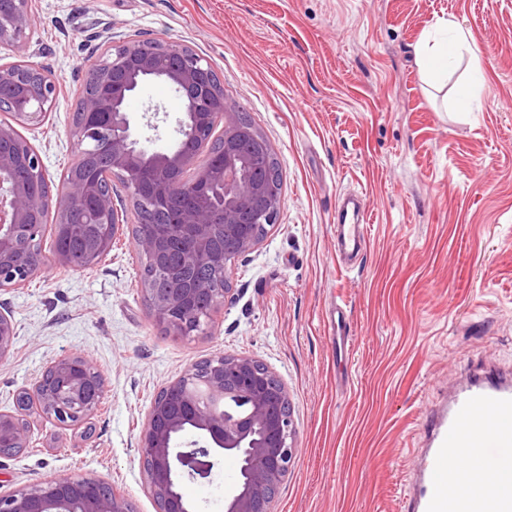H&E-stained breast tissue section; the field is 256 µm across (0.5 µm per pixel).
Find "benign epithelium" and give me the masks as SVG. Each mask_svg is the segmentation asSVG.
<instances>
[{"label": "benign epithelium", "instance_id": "1", "mask_svg": "<svg viewBox=\"0 0 512 512\" xmlns=\"http://www.w3.org/2000/svg\"><path fill=\"white\" fill-rule=\"evenodd\" d=\"M32 16L28 0H0V42L26 53ZM150 81L170 85L180 104L178 142L150 152L127 110L128 100ZM59 79L24 58L0 64V109L19 124L37 125L53 108ZM224 125L215 137L217 125ZM247 134L236 113L224 111V84L193 50L162 40L130 39L109 45L86 71L70 135L78 160L64 180L51 182L39 151L11 124H0V290L22 288L48 264L84 270L99 264L123 229L112 198V178L121 180L133 207L173 220L135 224L136 243L151 266L142 291L155 323L167 334L188 338L224 310L227 256L224 233L233 231L238 253L261 241L239 223L253 200L270 186L250 180L234 150ZM106 153L110 170L83 177L84 163ZM23 167L37 184L17 177ZM54 214V234L68 236L74 218L88 229L79 254L54 249L42 261L44 225ZM15 336L0 314V362ZM16 413L0 412V447L24 448L26 417L37 412L61 427H79L97 412L104 395L99 373L85 355L48 365L24 392ZM294 427L288 391L255 358L216 355L193 364L153 399L139 437L138 453L158 512H197L182 483L207 479L217 460L234 458L238 481L224 496V512H271L291 464ZM0 512H133L123 496L97 478L52 480L43 486L0 495Z\"/></svg>", "mask_w": 512, "mask_h": 512}]
</instances>
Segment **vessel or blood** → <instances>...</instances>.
Here are the masks:
<instances>
[{"mask_svg":"<svg viewBox=\"0 0 512 512\" xmlns=\"http://www.w3.org/2000/svg\"><path fill=\"white\" fill-rule=\"evenodd\" d=\"M363 196L336 212V241L354 247L363 239ZM426 446L407 463L408 512H459L456 489L465 474L481 475L469 491V512H512V370L485 356L449 382L444 404L431 408ZM496 490L486 505L484 487Z\"/></svg>","mask_w":512,"mask_h":512,"instance_id":"obj_1","label":"vessel or blood"}]
</instances>
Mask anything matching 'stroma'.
I'll use <instances>...</instances> for the list:
<instances>
[{
	"mask_svg": "<svg viewBox=\"0 0 512 512\" xmlns=\"http://www.w3.org/2000/svg\"><path fill=\"white\" fill-rule=\"evenodd\" d=\"M31 61L61 83L38 126L19 133L51 181L75 161L69 130L85 71L133 35L191 48L224 101L271 142L279 212L259 245L228 266L224 314L177 339L153 320L141 255L124 230L93 268L49 267L0 290L16 336L0 363V411L16 409L53 361L88 355L104 383L88 427L31 415L27 448L0 457V493L95 477L157 512L137 453L158 391L202 359L263 362L288 390L294 459L272 512H404L406 465L449 377L492 354L512 368V0H30ZM458 23L483 64L469 107L456 79L428 84L418 47L438 20ZM165 114L152 118V107ZM149 148L180 115L164 83L130 101ZM156 120L157 130L146 123ZM364 193L366 245L336 252V200ZM340 307L350 345L330 348ZM238 464L188 482L199 512H224Z\"/></svg>",
	"mask_w": 512,
	"mask_h": 512,
	"instance_id": "1",
	"label": "stroma"
}]
</instances>
